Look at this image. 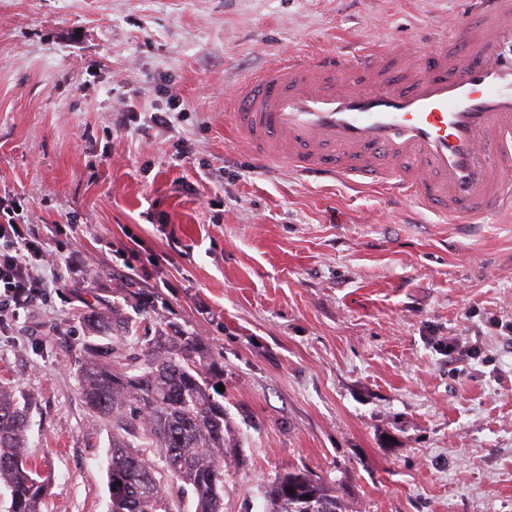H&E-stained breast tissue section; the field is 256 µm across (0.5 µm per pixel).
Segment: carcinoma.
<instances>
[{"instance_id": "obj_1", "label": "carcinoma", "mask_w": 512, "mask_h": 512, "mask_svg": "<svg viewBox=\"0 0 512 512\" xmlns=\"http://www.w3.org/2000/svg\"><path fill=\"white\" fill-rule=\"evenodd\" d=\"M81 395L92 416L112 425L107 463L109 512H169V474L191 493L194 512H222L224 404L215 400L224 365L173 322L153 336H134L129 350L90 336L83 344ZM28 415L14 390L0 384V487L6 512H42L52 477L28 460ZM142 437L161 450L164 472L134 450ZM264 512H345L314 475L289 470L269 492Z\"/></svg>"}]
</instances>
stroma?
I'll list each match as a JSON object with an SVG mask.
<instances>
[{
	"label": "stroma",
	"instance_id": "35a3bbf8",
	"mask_svg": "<svg viewBox=\"0 0 512 512\" xmlns=\"http://www.w3.org/2000/svg\"><path fill=\"white\" fill-rule=\"evenodd\" d=\"M462 0H0V193L82 258L0 330V383L29 403L46 512H108L111 430L79 382L111 308L172 321L224 364V512H261L284 470L347 512H512V218L455 224L382 185L255 166L225 97L282 52L413 43ZM185 102L174 133L116 110ZM172 285L140 315L112 245ZM456 340L480 356L452 360Z\"/></svg>",
	"mask_w": 512,
	"mask_h": 512
}]
</instances>
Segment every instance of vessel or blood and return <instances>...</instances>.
Segmentation results:
<instances>
[{
	"mask_svg": "<svg viewBox=\"0 0 512 512\" xmlns=\"http://www.w3.org/2000/svg\"><path fill=\"white\" fill-rule=\"evenodd\" d=\"M444 49L386 42L277 57L243 79L232 129L258 167L388 184L458 224L512 215V0H463Z\"/></svg>",
	"mask_w": 512,
	"mask_h": 512,
	"instance_id": "b4317fda",
	"label": "vessel or blood"
}]
</instances>
